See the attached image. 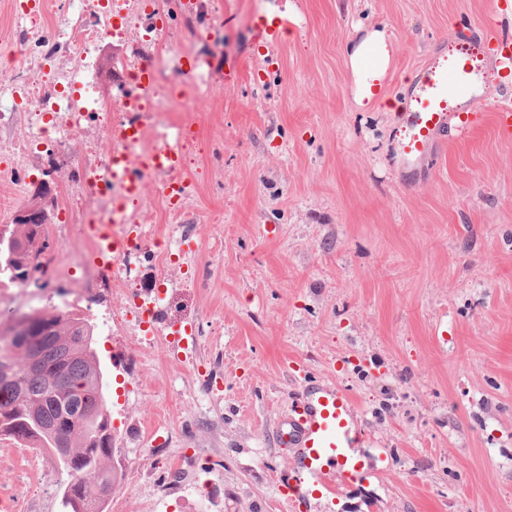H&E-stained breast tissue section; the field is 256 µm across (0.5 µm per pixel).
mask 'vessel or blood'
<instances>
[{"label": "vessel or blood", "instance_id": "vessel-or-blood-1", "mask_svg": "<svg viewBox=\"0 0 512 512\" xmlns=\"http://www.w3.org/2000/svg\"><path fill=\"white\" fill-rule=\"evenodd\" d=\"M287 29V16L278 15L258 29L257 39L264 44L274 43ZM154 81L153 70L139 66L137 84L127 86L122 99L126 119L109 131L115 149L90 174L94 186L108 200L105 215L82 227L83 234L95 243L91 260L117 258L130 242L141 240L143 226L129 205L142 196L145 173L162 174L161 193L168 203H177L184 197V137L159 145L135 160L120 149L121 144L144 138L142 91ZM480 82L479 72L464 63H443L420 70L411 96L414 106L400 114L394 129V149L403 166L416 168L435 156L446 129H455L461 138L473 131L479 114L454 108L453 103L474 99ZM354 408V401L345 390L324 382L299 394L294 413L279 429L282 445L300 451L292 475L299 496H335L368 471L369 460L357 451L363 432Z\"/></svg>", "mask_w": 512, "mask_h": 512}]
</instances>
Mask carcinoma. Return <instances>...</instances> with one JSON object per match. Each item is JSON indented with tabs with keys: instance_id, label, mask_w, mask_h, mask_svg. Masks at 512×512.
I'll return each mask as SVG.
<instances>
[{
	"instance_id": "carcinoma-1",
	"label": "carcinoma",
	"mask_w": 512,
	"mask_h": 512,
	"mask_svg": "<svg viewBox=\"0 0 512 512\" xmlns=\"http://www.w3.org/2000/svg\"><path fill=\"white\" fill-rule=\"evenodd\" d=\"M74 311H39L16 342L0 337V357H11L16 377L0 381V436L40 448L67 472L62 503L69 512H104L105 490L116 488L108 398L94 348L81 337ZM85 393L82 410L66 419L60 402Z\"/></svg>"
}]
</instances>
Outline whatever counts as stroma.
Segmentation results:
<instances>
[{
  "mask_svg": "<svg viewBox=\"0 0 512 512\" xmlns=\"http://www.w3.org/2000/svg\"><path fill=\"white\" fill-rule=\"evenodd\" d=\"M123 2L133 22L71 65L117 113L136 63L161 64L163 86L198 63L165 107L166 136L197 132L194 190L176 212L149 179L144 240L93 300L67 202L110 143L89 120L83 152L5 154L36 130L26 104L0 101V200L48 183L49 251L64 255L43 286L6 288L0 314L68 307L93 325L119 485L106 512H512V140L493 120L512 79L487 54L470 105L483 122L415 173L394 157L392 113L355 100L344 54L385 29L380 93L400 98L443 43L512 38V0H152L150 15ZM284 12L289 34L261 47L255 27ZM156 14L163 49L147 36ZM20 44L13 0H0V62L43 83L58 60ZM157 287L162 320L146 330L126 318L128 295ZM168 322L195 324L191 358ZM319 379L354 399L375 467L304 502L285 487L295 455L277 430ZM68 480L48 454L0 442V512H62Z\"/></svg>",
  "mask_w": 512,
  "mask_h": 512,
  "instance_id": "obj_1",
  "label": "stroma"
}]
</instances>
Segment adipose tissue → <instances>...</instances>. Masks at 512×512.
<instances>
[{
    "label": "adipose tissue",
    "instance_id": "ef3b65f1",
    "mask_svg": "<svg viewBox=\"0 0 512 512\" xmlns=\"http://www.w3.org/2000/svg\"><path fill=\"white\" fill-rule=\"evenodd\" d=\"M344 53L354 75L357 97L362 101L372 100L373 87L391 60V44L385 31L367 30L362 37L350 40Z\"/></svg>",
    "mask_w": 512,
    "mask_h": 512
}]
</instances>
